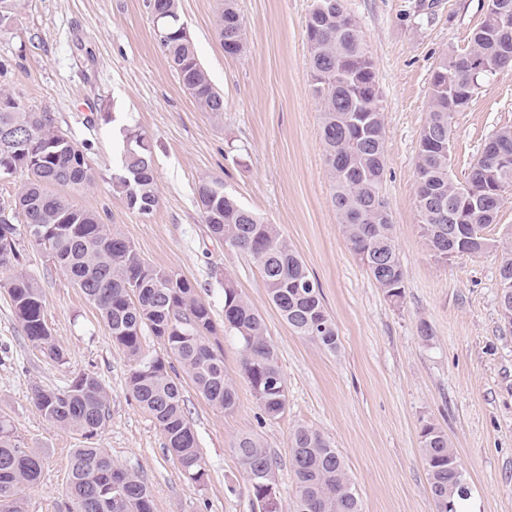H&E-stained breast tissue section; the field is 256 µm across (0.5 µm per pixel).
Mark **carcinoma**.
<instances>
[{"label":"carcinoma","instance_id":"obj_1","mask_svg":"<svg viewBox=\"0 0 512 512\" xmlns=\"http://www.w3.org/2000/svg\"><path fill=\"white\" fill-rule=\"evenodd\" d=\"M154 4L157 41L180 84L198 107L214 119L223 117L224 98L213 86L192 41L182 34L178 0H146ZM495 15L472 30L465 49L444 57L435 69L429 113L420 133L416 164V209L422 237L432 256L448 261L500 251L499 289L502 305L512 312V233L499 240L485 235L500 209L496 187L512 191V127H502L483 145L465 181L454 180L448 152L452 123L473 95L437 89L447 74L460 84H481L512 68V0H494ZM19 0H0V32L17 16ZM215 32L228 55L245 49L242 20L234 0H224ZM307 60L313 94L322 107L321 138L333 186L332 202L353 252L384 294L403 297L405 273L394 240V224L383 209L385 127L376 87L374 64L360 27L344 0H315L306 24ZM367 118L364 131L354 124ZM112 188L129 209L150 215L158 204L151 144L145 134L128 130ZM25 171L28 181L12 203H0V273L6 278L12 307L27 339L46 357L64 361V352L45 320L43 291L20 268L24 239L49 257L93 304L109 329L112 342L132 362L127 388L160 428L164 447L192 484L205 481L197 438L186 415L182 369L196 390L212 405L231 411L237 393L224 373V350L208 304L186 277L147 264L134 244L101 222L97 212L74 207L56 187L84 189L95 173L86 148L55 126L50 112H32L10 94L0 93V180ZM202 218L212 234L240 250L258 267L271 303L299 336L322 349L338 347L336 324L326 310L320 288L307 266L274 224L264 222L224 189L218 180L203 179L197 189ZM150 331L167 357H152L141 337ZM224 337L238 347L243 378L251 388L259 420H274L286 408V386L277 355L261 315L224 278ZM35 409L63 430L83 437L74 449L66 496L69 512H153L152 494L142 478L112 461L93 439L109 417V394L98 378L82 373L62 389L33 391ZM290 464L296 497L294 512H362L356 487L335 445L320 432L295 427L289 436ZM234 451L249 483L258 512H280L274 461L261 437L244 433ZM422 459L436 512H465L472 489L460 474L459 459L448 434L432 423L422 429ZM42 454L22 446L13 429L0 420V512H22L23 488L36 483Z\"/></svg>","mask_w":512,"mask_h":512}]
</instances>
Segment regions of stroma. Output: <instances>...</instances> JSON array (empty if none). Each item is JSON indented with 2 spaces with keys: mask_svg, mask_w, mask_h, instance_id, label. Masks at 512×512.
Here are the masks:
<instances>
[{
  "mask_svg": "<svg viewBox=\"0 0 512 512\" xmlns=\"http://www.w3.org/2000/svg\"><path fill=\"white\" fill-rule=\"evenodd\" d=\"M484 0H345L374 62L385 122L381 194L394 224L405 292L392 301L351 250L331 199L310 89L306 21L314 0H235L246 50L225 54L215 34L221 0H179L198 57L224 98V116L201 112L157 42L145 0H21L0 34V91L87 145L96 179L70 191L79 207L129 239L153 266L183 274L216 324L224 322V280L232 278L262 316L285 379L287 406L259 422L240 355L224 342V369L237 390L225 412L184 385L205 482L184 478L158 425L131 397V362L98 310L47 252L23 244L22 267L40 284L47 325L63 362L44 357L0 288V418L44 469L22 495L24 512H66L71 453L80 435L33 406L34 388L60 389L79 373L98 377L110 417L94 443L148 484L154 512H252L247 477L231 446L261 436L278 462L282 512L295 488L288 437L305 425L330 439L359 493L362 512H435L421 458V428L448 434L467 473V512H512V328L499 315V254L440 263L427 249L415 208L416 155L439 60L466 47ZM512 127V69L485 81L457 113L450 173L464 181L487 138ZM144 132L154 150L159 203L149 216L112 188L123 133ZM205 178L277 225L317 281L339 336L336 352L296 335L269 300L250 258L212 236L197 186ZM432 330L422 340L421 325Z\"/></svg>",
  "mask_w": 512,
  "mask_h": 512,
  "instance_id": "stroma-1",
  "label": "stroma"
}]
</instances>
